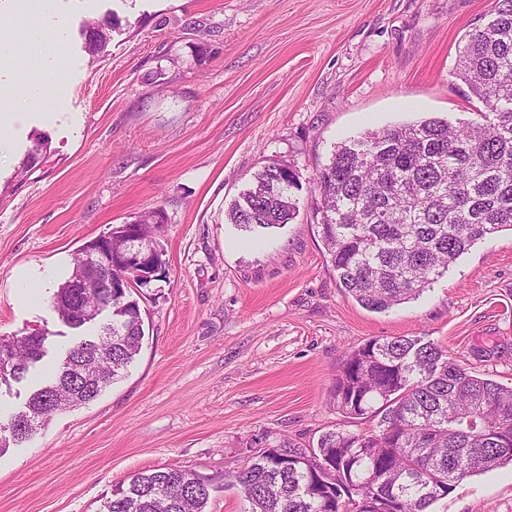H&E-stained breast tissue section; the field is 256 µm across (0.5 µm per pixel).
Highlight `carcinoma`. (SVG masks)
Instances as JSON below:
<instances>
[{"mask_svg": "<svg viewBox=\"0 0 512 512\" xmlns=\"http://www.w3.org/2000/svg\"><path fill=\"white\" fill-rule=\"evenodd\" d=\"M493 19L465 35L457 76L485 111L453 127L439 118L368 131L335 147L313 178L314 215L340 288L383 312L418 297L476 242L512 231V0H493ZM112 18L81 31L86 51L108 45ZM297 175L262 167L234 201L230 223L247 230L291 222ZM165 265L162 211L134 220ZM112 241V277L124 273L126 230ZM83 287H75V283ZM111 319L66 352L27 407L36 422L95 400L142 348L138 299L102 287L83 250L56 290L53 308L71 328L75 310ZM45 337L0 336L1 380H20L46 354ZM331 400L351 419L378 417L368 432L330 430L313 448L269 446L224 481L241 487L249 512H428L458 481L512 462V386L473 374L420 336L375 338L347 349ZM212 479L180 467L128 476L99 512H207Z\"/></svg>", "mask_w": 512, "mask_h": 512, "instance_id": "obj_1", "label": "carcinoma"}]
</instances>
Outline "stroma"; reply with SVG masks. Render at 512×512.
<instances>
[{"mask_svg":"<svg viewBox=\"0 0 512 512\" xmlns=\"http://www.w3.org/2000/svg\"><path fill=\"white\" fill-rule=\"evenodd\" d=\"M492 0H54L71 66L65 100L0 125V336L47 333V354L0 382V424L93 324L51 306L90 239L162 210L166 265L135 296L140 354L97 399L0 453V512H98L128 475L182 467L213 478L208 512H248L225 473L286 441L341 427L329 403L348 347L420 336L512 385V233L478 241L417 299L373 312L336 281L310 186L335 145L424 117L455 126L478 100L458 46ZM113 16L103 56L81 29ZM47 152L26 177L28 150ZM289 166L299 212L253 236L230 204L262 166ZM431 512H512V465L455 484Z\"/></svg>","mask_w":512,"mask_h":512,"instance_id":"stroma-1","label":"stroma"}]
</instances>
